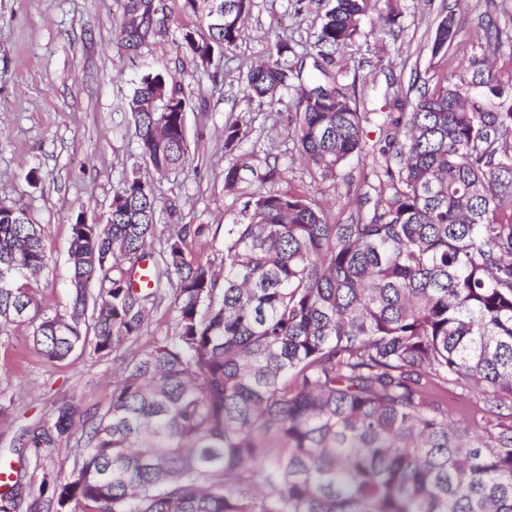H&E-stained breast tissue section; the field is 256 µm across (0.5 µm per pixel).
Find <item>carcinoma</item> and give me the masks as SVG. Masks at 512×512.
<instances>
[{
	"mask_svg": "<svg viewBox=\"0 0 512 512\" xmlns=\"http://www.w3.org/2000/svg\"><path fill=\"white\" fill-rule=\"evenodd\" d=\"M395 0H332L314 42L277 38L245 75L261 109L294 87L290 57L313 73L289 107L288 137L322 179L362 160L366 125L339 83V54L397 23ZM184 0L199 28L180 47L203 67L241 37L252 0ZM460 0L443 4L432 55L460 33ZM480 39L512 43L497 0H485ZM117 43L130 53L166 32L164 0H124ZM191 92L151 70L128 101L137 160L106 222L70 225L69 309L36 298L47 265L41 225L0 199V328L33 323L50 361L90 348L126 350L151 314L174 332L131 353L109 404L57 406L40 428L54 446L81 431L73 467L25 487L8 473L0 512H512V71L472 55L468 75L443 74L387 113L372 150L373 193L331 219L300 189L266 188L277 168L243 158L224 168L239 218L224 225L220 261L192 257L209 224L177 225L157 252L153 181L190 160ZM251 129L224 127V149ZM150 273L153 284L138 287ZM469 385L476 409L454 418L448 385Z\"/></svg>",
	"mask_w": 512,
	"mask_h": 512,
	"instance_id": "obj_1",
	"label": "carcinoma"
}]
</instances>
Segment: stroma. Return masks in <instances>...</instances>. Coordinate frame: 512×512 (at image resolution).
Returning <instances> with one entry per match:
<instances>
[{
	"instance_id": "obj_1",
	"label": "stroma",
	"mask_w": 512,
	"mask_h": 512,
	"mask_svg": "<svg viewBox=\"0 0 512 512\" xmlns=\"http://www.w3.org/2000/svg\"><path fill=\"white\" fill-rule=\"evenodd\" d=\"M165 4L167 31L133 55L114 38L119 0H0V198L25 206L43 228L49 262L37 288L50 310H63L69 301L71 224L80 214L90 222L105 220L114 189L135 161L126 107L149 70L171 72L193 92L186 119L189 164L165 177L142 171L154 181L162 225H211L210 235L193 245V256L221 258L224 227L238 217L235 195L224 190V168L235 159L224 150L230 122L252 130L243 151L277 158L279 188L308 187L338 217L350 212L363 163H350L352 182L313 180L288 138L285 105L259 110L244 93L248 67L266 55L276 35L313 42L324 0H253L232 61L207 69L176 44L179 28L195 25V16L183 0ZM440 5L400 0L394 35L361 38L348 50L343 83L359 108L394 112L398 87L414 78L432 80L448 69L463 74L480 49L485 0H464L462 32L444 58L431 53ZM32 170L33 182L26 178ZM32 331L23 325L0 332V469L22 470L25 482L37 484L44 471L71 470L77 443L35 447L36 427L64 400L105 407L126 359L102 361L85 352L51 362L34 345Z\"/></svg>"
}]
</instances>
